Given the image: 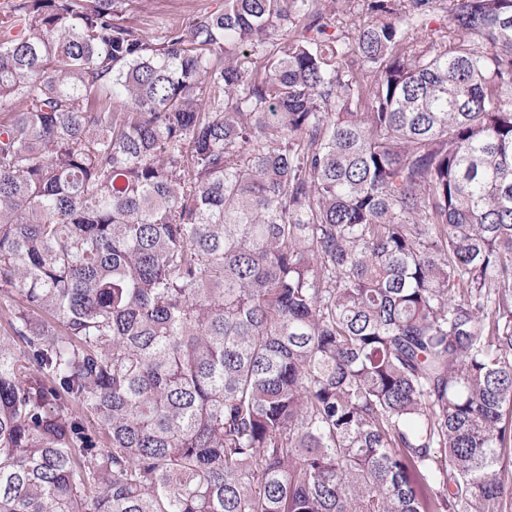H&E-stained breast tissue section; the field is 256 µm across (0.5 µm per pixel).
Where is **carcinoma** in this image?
I'll return each mask as SVG.
<instances>
[{"label":"carcinoma","instance_id":"carcinoma-1","mask_svg":"<svg viewBox=\"0 0 512 512\" xmlns=\"http://www.w3.org/2000/svg\"><path fill=\"white\" fill-rule=\"evenodd\" d=\"M332 3L0 6V512L512 500V0ZM129 19L148 33L160 27L185 25L200 11H221L224 0H130Z\"/></svg>","mask_w":512,"mask_h":512}]
</instances>
